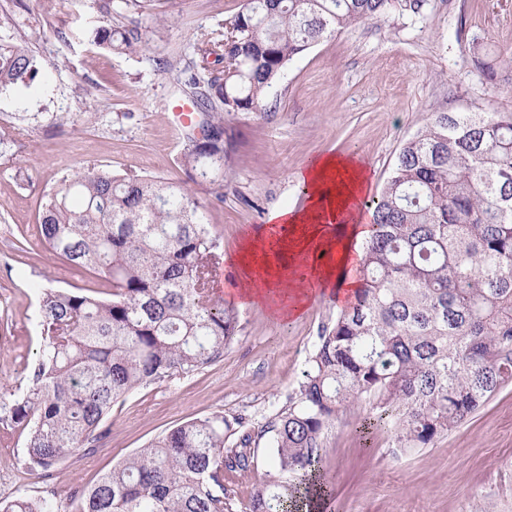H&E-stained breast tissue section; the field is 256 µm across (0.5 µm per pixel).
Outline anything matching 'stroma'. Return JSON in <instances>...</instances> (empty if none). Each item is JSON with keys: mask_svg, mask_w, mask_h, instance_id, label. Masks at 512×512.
Here are the masks:
<instances>
[{"mask_svg": "<svg viewBox=\"0 0 512 512\" xmlns=\"http://www.w3.org/2000/svg\"><path fill=\"white\" fill-rule=\"evenodd\" d=\"M100 0H0V43H20L40 70L0 92V397L28 386L45 341L41 287L105 290L94 272L72 267L42 241L39 197L64 176L98 164L181 179L185 140L167 109L183 103L200 119L183 69L201 33L233 18L244 0H154L142 16L145 49L116 54L90 43ZM488 55L512 53V0H424L321 40L296 57L265 111L224 118V198L198 190L208 229L223 256L279 208L304 209L296 172L314 154H356L378 194L402 145L431 113L512 112V66L494 76L468 65L473 44ZM335 301L310 304L282 322L268 310L239 306L240 331L222 361L157 382L112 408L90 452L63 460L52 479L24 464L27 431L0 421V501L50 497L77 512L72 497L170 428L221 414L243 420L257 445L247 469L225 484L247 502L271 470L267 423L302 378ZM361 410L323 438V468L334 487L322 512H512V385L426 448L393 454V433L363 440Z\"/></svg>", "mask_w": 512, "mask_h": 512, "instance_id": "35a3bbf8", "label": "stroma"}]
</instances>
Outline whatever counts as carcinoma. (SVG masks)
I'll list each match as a JSON object with an SVG mask.
<instances>
[{"mask_svg": "<svg viewBox=\"0 0 512 512\" xmlns=\"http://www.w3.org/2000/svg\"><path fill=\"white\" fill-rule=\"evenodd\" d=\"M397 5L417 13L423 0H246L198 40L187 64L214 131L203 144L187 137L178 166L188 181L90 165L42 194V240L104 275L110 291H41L43 348L25 392L0 405L28 430L29 468L52 478L114 403L224 359L239 312L212 297L221 253L192 188H223V114L261 111L295 57ZM94 42L139 53L141 23L106 18ZM38 72L31 51L0 43V88ZM368 209L361 288L321 330L288 407L266 426L274 472L244 512H293L327 486L324 432L364 402L362 432H393L403 453L429 446L512 384V113H434L403 144ZM238 424L217 414L170 429L74 491L79 512H230L224 470H243L251 458L249 435L225 446ZM0 512L58 507L20 496L0 501Z\"/></svg>", "mask_w": 512, "mask_h": 512, "instance_id": "carcinoma-1", "label": "carcinoma"}]
</instances>
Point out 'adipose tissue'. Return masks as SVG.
Segmentation results:
<instances>
[{
  "label": "adipose tissue",
  "mask_w": 512,
  "mask_h": 512,
  "mask_svg": "<svg viewBox=\"0 0 512 512\" xmlns=\"http://www.w3.org/2000/svg\"><path fill=\"white\" fill-rule=\"evenodd\" d=\"M296 179L308 195V206L300 211L280 208L268 218L269 224L289 226V242L271 252L262 250L266 233L261 230L241 242L233 260L241 304L269 307L284 320L299 317L315 298L302 284L283 282L279 269L286 258L318 254L319 296L343 307L360 287L354 268L361 257L359 246L370 235L369 218L353 210L367 182L357 159L320 154L297 172Z\"/></svg>",
  "instance_id": "ef3b65f1"
}]
</instances>
